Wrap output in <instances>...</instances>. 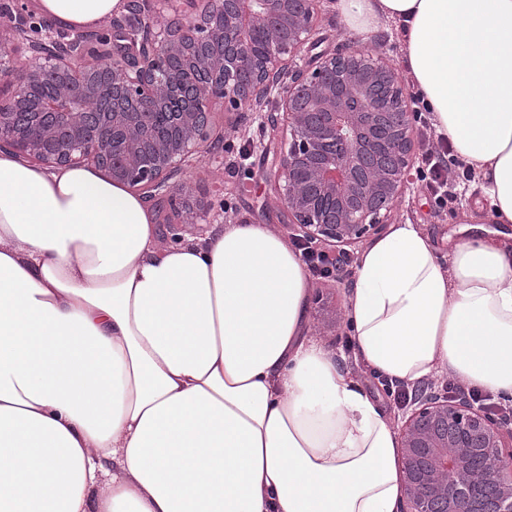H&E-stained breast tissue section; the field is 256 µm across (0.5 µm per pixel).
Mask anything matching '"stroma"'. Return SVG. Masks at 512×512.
I'll return each mask as SVG.
<instances>
[{"label": "stroma", "instance_id": "stroma-1", "mask_svg": "<svg viewBox=\"0 0 512 512\" xmlns=\"http://www.w3.org/2000/svg\"><path fill=\"white\" fill-rule=\"evenodd\" d=\"M314 35L310 54H317L343 44L357 51L371 50L381 54L396 69H403L399 31L390 29L367 36L349 34L331 7V0H319L313 19ZM274 101L261 106L228 111L222 101L211 107L210 138L216 143L213 154H198L185 159L170 181L180 210L162 208L155 220H171L179 225L182 236L201 235L200 225L186 221L185 206H211L214 223L233 224L246 221L280 229L287 223L286 212L275 207L269 175L275 166L285 137L282 127H270L268 112ZM235 127L233 147H226L222 136L228 127ZM478 195L472 177L456 176L454 199L447 208L435 206L421 180L410 184L403 198L391 212V223L415 224L436 242L440 253H447L467 234L462 215L474 208ZM307 321L308 333L316 341L336 352L354 373L359 375L366 391L380 404L392 426H399L405 404L396 400L387 381L365 367L354 355L346 325L345 295L348 280L313 279Z\"/></svg>", "mask_w": 512, "mask_h": 512}]
</instances>
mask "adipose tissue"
<instances>
[{
  "mask_svg": "<svg viewBox=\"0 0 512 512\" xmlns=\"http://www.w3.org/2000/svg\"><path fill=\"white\" fill-rule=\"evenodd\" d=\"M68 31L123 0H35ZM397 24L413 92L512 224V0H333ZM310 276L265 224L163 241L92 167L0 150V512H396V432L308 334ZM355 355L389 382L447 375L512 399V249L482 226L439 256L413 224L360 252Z\"/></svg>",
  "mask_w": 512,
  "mask_h": 512,
  "instance_id": "ef3b65f1",
  "label": "adipose tissue"
}]
</instances>
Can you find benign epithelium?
Listing matches in <instances>:
<instances>
[{"instance_id":"obj_1","label":"benign epithelium","mask_w":512,"mask_h":512,"mask_svg":"<svg viewBox=\"0 0 512 512\" xmlns=\"http://www.w3.org/2000/svg\"><path fill=\"white\" fill-rule=\"evenodd\" d=\"M175 0H154L128 24L71 39L44 26L24 74L0 35V149L49 168L92 165L112 182L145 191L165 185L187 157L210 152V111L271 97L272 124L286 127L275 165L276 201L300 239L331 247L381 235L412 183L413 113L381 58L348 49L303 55L318 0H204L197 17L159 23ZM92 45L109 59L96 74L69 59ZM94 96L102 110L75 112ZM400 512H512V425L464 396L418 390L398 433Z\"/></svg>"}]
</instances>
